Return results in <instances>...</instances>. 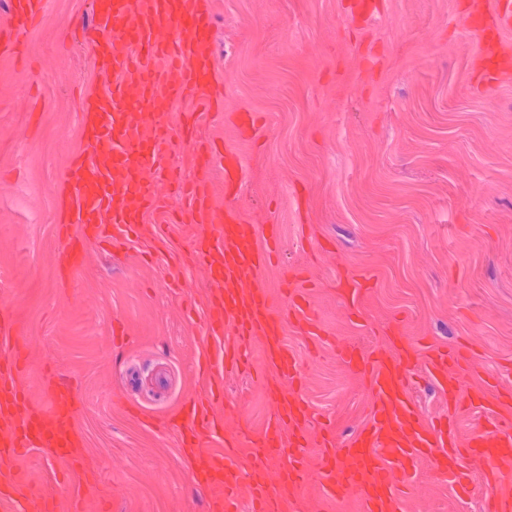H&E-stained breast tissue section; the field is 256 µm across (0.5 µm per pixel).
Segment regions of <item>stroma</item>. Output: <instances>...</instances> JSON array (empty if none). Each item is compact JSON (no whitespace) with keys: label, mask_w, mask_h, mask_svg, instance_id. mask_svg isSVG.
I'll return each mask as SVG.
<instances>
[{"label":"stroma","mask_w":512,"mask_h":512,"mask_svg":"<svg viewBox=\"0 0 512 512\" xmlns=\"http://www.w3.org/2000/svg\"><path fill=\"white\" fill-rule=\"evenodd\" d=\"M351 0H212L218 80L229 109L264 121L253 141L224 117L203 120L207 138L245 160L235 206L255 224H277L281 251L261 273L274 307L285 305L284 271L303 269L325 335L361 346L401 327L435 349L481 341L478 369L458 374L461 395L493 402L488 375L512 359V86L484 100L472 85V45L460 26L468 0H375L371 24L352 20ZM88 0H48L28 37L27 74L0 66V307L24 337L22 383L47 401L57 382L78 397L83 464L69 487L35 450L16 467L21 484L71 512H207L176 438L156 421L183 386L204 390L186 299L210 286L183 268L167 286V259L150 238L121 259L89 246L83 267L60 279L50 261L60 229V178L80 146L76 90L92 85L90 46L73 45L72 19ZM64 65H55L58 54ZM327 253L313 261V247ZM370 282L356 308L339 275ZM167 380L157 387L156 377ZM369 381L324 350L303 390L316 419L339 438L369 414ZM228 431L260 429L266 402L228 380L214 406ZM122 457L123 468L112 466ZM403 512H480L479 490L457 497L441 480Z\"/></svg>","instance_id":"stroma-1"}]
</instances>
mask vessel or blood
Wrapping results in <instances>:
<instances>
[{
    "instance_id": "1",
    "label": "vessel or blood",
    "mask_w": 512,
    "mask_h": 512,
    "mask_svg": "<svg viewBox=\"0 0 512 512\" xmlns=\"http://www.w3.org/2000/svg\"><path fill=\"white\" fill-rule=\"evenodd\" d=\"M8 4L12 25L0 29V58L13 60L25 52L24 38L40 23L48 0ZM89 6L104 37L93 43L94 88L79 103L82 146L62 180L64 222L77 232L52 262L68 274L81 266L87 244L123 250L151 215L168 224L206 225L186 259L211 283L203 308L188 309L201 320L199 368L210 388L186 392L165 428L176 436L196 484L223 489L218 512H290L293 492L312 480L326 501H353L359 512H402L407 494L426 493L417 479L425 463L454 490L480 487L482 512H512V416L486 414L466 444L456 439L461 408L477 404L462 402L448 369L477 364L476 338L431 352L422 372L415 363L419 345L407 337L366 354L336 343L337 355L370 380V415L341 443L327 424H314L301 394L323 342L311 284L294 277L287 310L274 308L259 274L281 242L280 227L250 223L242 209L217 205L208 188L213 170H221L228 194L240 192L244 175L237 150L212 145L199 133L202 117L222 105L210 0H89ZM461 19L479 80L492 90L511 83L512 0H469ZM184 156L194 164L193 175L176 165ZM290 324L309 341L307 359L285 340ZM260 360L288 384L254 381L267 401L264 426L225 435L212 401L230 378H251ZM22 366L20 337L1 328L0 464L33 448L56 462L78 464L72 389L59 385L48 405H40L20 382ZM423 377L447 392L446 413L427 416L412 398ZM313 444L319 450L314 472L305 464ZM54 509L53 498L40 489L22 491L10 475L0 476V512Z\"/></svg>"
}]
</instances>
